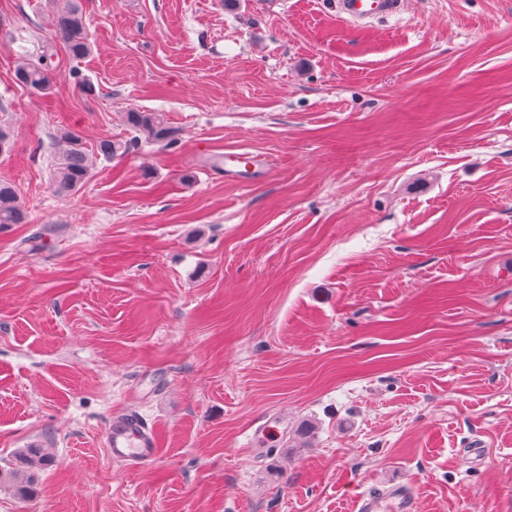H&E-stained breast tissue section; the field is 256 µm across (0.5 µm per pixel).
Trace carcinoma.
<instances>
[{
	"mask_svg": "<svg viewBox=\"0 0 512 512\" xmlns=\"http://www.w3.org/2000/svg\"><path fill=\"white\" fill-rule=\"evenodd\" d=\"M51 24L56 37L65 45L74 59H83L91 53V42L81 0H53ZM52 58L42 54L16 69V78L34 92L46 94L51 88ZM128 126L146 141L169 145L173 130L158 112L131 110L126 113ZM57 141L61 145L53 165L52 182L56 191L70 193L80 189L93 175L96 157L106 160L126 151L127 145L103 139L96 146V156L88 154L81 137L62 128ZM28 222L27 210L22 205L14 185L0 180V227ZM50 458L47 448H24L9 469H0V483L8 486L19 497L31 496L39 482L40 471Z\"/></svg>",
	"mask_w": 512,
	"mask_h": 512,
	"instance_id": "cac0c4a2",
	"label": "carcinoma"
}]
</instances>
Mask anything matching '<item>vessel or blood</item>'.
Returning <instances> with one entry per match:
<instances>
[{"instance_id":"b4317fda","label":"vessel or blood","mask_w":512,"mask_h":512,"mask_svg":"<svg viewBox=\"0 0 512 512\" xmlns=\"http://www.w3.org/2000/svg\"><path fill=\"white\" fill-rule=\"evenodd\" d=\"M398 0H336V11L350 23L364 25L387 18L397 12ZM261 168L258 155L249 152L228 153L224 170L236 175L257 173ZM105 447L112 461L136 466L154 459L157 441L152 431L130 415L113 417L105 432ZM392 503L396 512H414L415 496L402 485L390 487L385 494L363 493L357 512H382L385 503Z\"/></svg>"}]
</instances>
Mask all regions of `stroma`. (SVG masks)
Listing matches in <instances>:
<instances>
[{
  "mask_svg": "<svg viewBox=\"0 0 512 512\" xmlns=\"http://www.w3.org/2000/svg\"><path fill=\"white\" fill-rule=\"evenodd\" d=\"M0 0V512H512V0ZM50 52L49 94L15 76ZM96 87L84 95L73 72ZM176 139H138L126 112ZM127 143L55 192V134ZM260 155L250 183L210 160ZM139 414L157 457L104 444ZM51 12V24L56 37L65 45L74 59H83L91 53V42L85 14L80 0H55ZM399 3L398 0H336V12L349 23L364 25L393 15ZM128 126L144 140L169 145L173 143L174 131L158 112L131 110L126 112ZM27 222V210L22 205L14 185L0 180V227ZM50 458L48 448H23L9 469H0V483L19 497L31 496L39 482L40 471ZM390 501L399 512H413L414 492L403 485H393L385 494L363 493L357 502L358 512H381L384 503Z\"/></svg>",
  "mask_w": 512,
  "mask_h": 512,
  "instance_id": "1",
  "label": "stroma"
}]
</instances>
